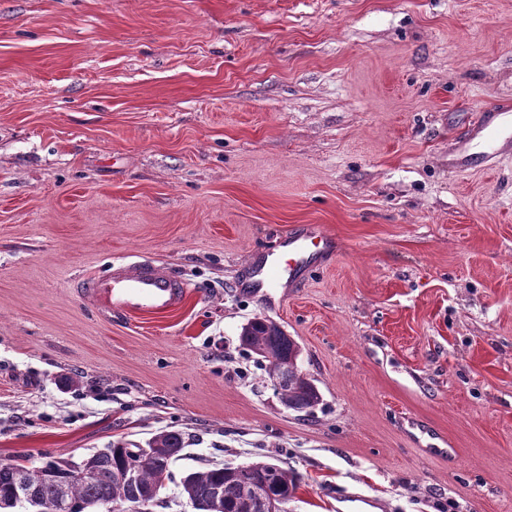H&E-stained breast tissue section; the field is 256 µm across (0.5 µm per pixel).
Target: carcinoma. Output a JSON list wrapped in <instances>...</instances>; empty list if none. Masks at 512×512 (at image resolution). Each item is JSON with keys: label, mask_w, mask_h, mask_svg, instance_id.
<instances>
[{"label": "carcinoma", "mask_w": 512, "mask_h": 512, "mask_svg": "<svg viewBox=\"0 0 512 512\" xmlns=\"http://www.w3.org/2000/svg\"><path fill=\"white\" fill-rule=\"evenodd\" d=\"M239 341L247 354L264 357L267 376L281 367L288 368V383L276 390L286 408L303 412L319 404V391L301 377L295 342L284 331L256 317L242 327ZM183 447L182 434L176 431L155 435L147 449L114 444L107 453L85 457L94 472L88 480L67 477L68 461L52 456L41 457L37 464L25 457L0 460V502L8 503L15 489L26 482L41 512H54L60 501L66 504V512H88L91 506L112 512L115 503H124L135 512L137 503L157 492L164 473L180 457ZM128 471L136 474L135 480L125 479ZM297 488L298 479L290 471L260 461L252 466L247 483L226 465L190 471L181 479L180 495L200 512H268L274 503L288 504Z\"/></svg>", "instance_id": "obj_1"}]
</instances>
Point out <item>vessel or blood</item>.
<instances>
[{"label": "vessel or blood", "mask_w": 512, "mask_h": 512, "mask_svg": "<svg viewBox=\"0 0 512 512\" xmlns=\"http://www.w3.org/2000/svg\"><path fill=\"white\" fill-rule=\"evenodd\" d=\"M335 239L320 226L310 224L283 238L271 268L297 278L317 259L333 251ZM79 293L91 307L112 312L164 313L182 304L187 285L171 271L147 264L135 271L111 266L83 281Z\"/></svg>", "instance_id": "obj_1"}]
</instances>
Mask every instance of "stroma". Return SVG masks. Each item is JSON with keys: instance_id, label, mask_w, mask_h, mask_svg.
Returning a JSON list of instances; mask_svg holds the SVG:
<instances>
[{"instance_id": "obj_1", "label": "stroma", "mask_w": 512, "mask_h": 512, "mask_svg": "<svg viewBox=\"0 0 512 512\" xmlns=\"http://www.w3.org/2000/svg\"><path fill=\"white\" fill-rule=\"evenodd\" d=\"M512 0H0V459L269 460L288 512H512ZM305 224L332 256L254 277ZM152 261L164 315L77 282ZM321 394L286 409L253 317Z\"/></svg>"}]
</instances>
